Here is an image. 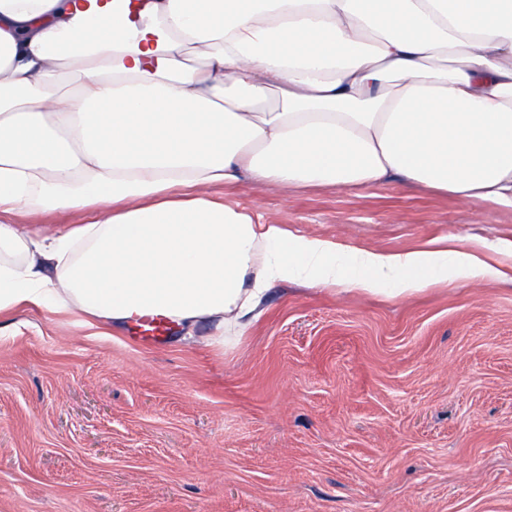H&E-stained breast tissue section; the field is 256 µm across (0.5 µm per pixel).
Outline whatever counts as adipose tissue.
<instances>
[{"label": "adipose tissue", "mask_w": 512, "mask_h": 512, "mask_svg": "<svg viewBox=\"0 0 512 512\" xmlns=\"http://www.w3.org/2000/svg\"><path fill=\"white\" fill-rule=\"evenodd\" d=\"M0 0V313L77 306L244 334L293 280L411 296L493 279L460 250L385 254L215 201L212 186L393 180L512 205V0ZM88 211V209L55 210L36 214H9L4 217L16 224H32L52 232L72 224L84 223L88 217Z\"/></svg>", "instance_id": "obj_1"}]
</instances>
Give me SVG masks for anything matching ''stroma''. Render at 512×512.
<instances>
[{
    "label": "stroma",
    "mask_w": 512,
    "mask_h": 512,
    "mask_svg": "<svg viewBox=\"0 0 512 512\" xmlns=\"http://www.w3.org/2000/svg\"><path fill=\"white\" fill-rule=\"evenodd\" d=\"M262 224L499 250L512 206L393 181L212 189ZM241 336L0 313V512H512V283L409 297L279 283Z\"/></svg>",
    "instance_id": "obj_1"
}]
</instances>
